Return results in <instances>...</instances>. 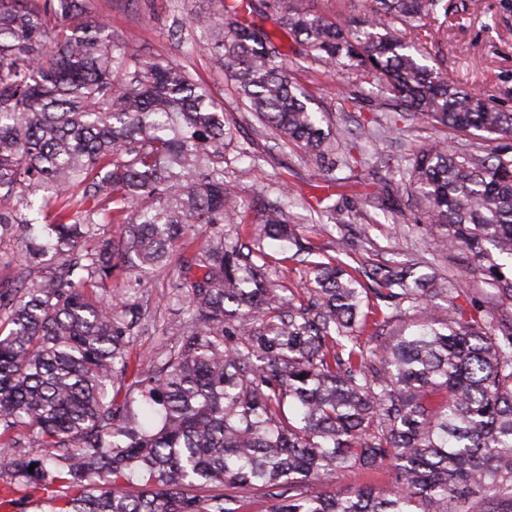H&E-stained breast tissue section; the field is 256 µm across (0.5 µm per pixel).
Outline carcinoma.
Wrapping results in <instances>:
<instances>
[{
    "label": "carcinoma",
    "instance_id": "1",
    "mask_svg": "<svg viewBox=\"0 0 512 512\" xmlns=\"http://www.w3.org/2000/svg\"><path fill=\"white\" fill-rule=\"evenodd\" d=\"M282 2L223 0L192 21L207 36L190 50L221 61L264 129L332 184L353 146L294 75H371L390 127L413 117L445 133L397 173L436 252L464 250L469 267L350 266L342 243L334 256L304 244L282 181L260 232L245 231L224 180L233 132L207 85L116 40L88 0H0V238L19 237L30 265L0 289V507L241 512L234 490L251 488L268 512H512V112L426 64L443 0H372L356 29ZM311 209L341 222L322 198ZM105 223L125 225L121 242ZM267 239L310 257L304 287H273ZM176 246L190 322L132 371L141 311L100 293L117 260L155 271ZM472 279L496 310L458 303ZM23 442L47 452L16 453ZM384 464L391 489H304ZM208 486L225 492L194 493Z\"/></svg>",
    "mask_w": 512,
    "mask_h": 512
}]
</instances>
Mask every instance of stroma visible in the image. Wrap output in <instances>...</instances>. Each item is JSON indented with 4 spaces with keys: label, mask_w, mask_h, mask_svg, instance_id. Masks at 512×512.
<instances>
[{
    "label": "stroma",
    "mask_w": 512,
    "mask_h": 512,
    "mask_svg": "<svg viewBox=\"0 0 512 512\" xmlns=\"http://www.w3.org/2000/svg\"><path fill=\"white\" fill-rule=\"evenodd\" d=\"M443 4L448 8L443 68L465 89L492 94L504 109L512 111V0H443ZM89 7L108 24L115 38L129 43L140 55L178 59L223 102L227 118L236 127L224 160L225 180L237 184L233 209L255 212L259 191L281 177L305 204L328 195L340 206L355 210L347 224L325 227L307 223L305 204L293 208L300 232L317 245L330 248L339 239H349L357 242L356 256L366 263L398 260L413 252L435 258L438 271L444 274L467 266L465 254L459 251L434 256L432 230L420 203L400 190H383L384 183L393 178L387 160L407 155L411 146L435 138L431 127L414 121L405 133L391 132L364 142L367 165L337 169L335 186H327L314 160L262 136L258 120L244 109L215 57L184 54L174 39L179 25L218 11V0H89ZM299 80L327 110L345 107L348 128L382 111L372 77L304 72ZM245 147L259 155V163L242 156ZM181 260L177 252L171 265L159 271L144 272L127 263L115 270L113 299L138 303L145 311L144 329L135 339L132 358L175 344L174 329L186 318L183 302L171 290Z\"/></svg>",
    "instance_id": "35a3bbf8"
}]
</instances>
